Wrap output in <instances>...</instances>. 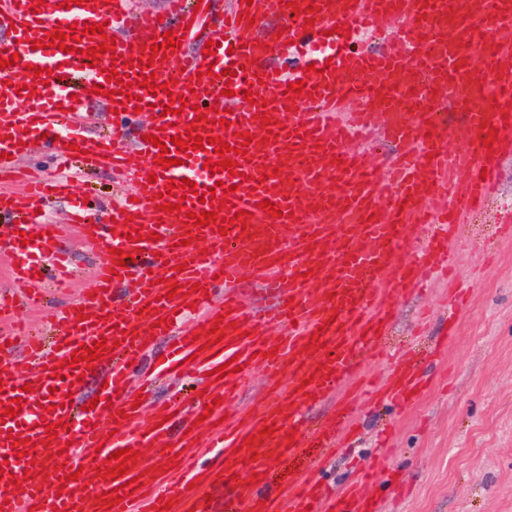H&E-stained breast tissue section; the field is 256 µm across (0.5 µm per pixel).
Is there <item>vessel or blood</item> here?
Returning <instances> with one entry per match:
<instances>
[{
  "label": "vessel or blood",
  "mask_w": 512,
  "mask_h": 512,
  "mask_svg": "<svg viewBox=\"0 0 512 512\" xmlns=\"http://www.w3.org/2000/svg\"><path fill=\"white\" fill-rule=\"evenodd\" d=\"M125 0H83L64 8L60 0H0V25L10 29V43L0 57L14 65L0 70V179L17 177V161L40 143L55 157L69 156L70 145L88 153L91 165L107 169L131 187L132 197L111 219L83 227L84 239L104 260L88 292L62 313L52 344L38 336L25 339V363L14 364L7 336H0V512H381L373 479L382 461L355 473L345 486L330 489L316 471L287 486H270V470L284 457L320 448L336 454L353 428L356 392L353 380L364 358L381 356L390 310L400 293L419 277L450 272L448 244L464 214L476 210L493 189L482 177L494 157L482 141L496 129L497 144L512 140V74L503 75L499 59L512 55L503 32L512 30V0H229L219 14L200 8L199 0H167L161 13L136 16L113 53L89 61L86 51L102 42L87 35L85 24L113 25L124 17ZM256 25H249V18ZM284 22L278 42H266L260 24ZM211 26L218 48L189 42ZM81 32L80 49H32V41L55 31ZM173 32L182 46L153 67H127L142 44ZM367 35L383 38L379 52L364 49ZM289 59L288 70L267 69L268 58ZM120 63L128 95L115 91L105 71ZM237 65L235 76L224 68ZM50 69L46 81L34 68ZM168 84V92L138 86L140 76ZM303 82L305 93L291 97L288 86ZM106 84L114 97L112 129L98 139L76 131L86 88ZM232 96H224V87ZM252 100H244L245 91ZM189 107H182L181 99ZM273 111H266V104ZM462 110L456 128L444 122L447 105ZM152 107L154 118L140 131L143 140L128 147L126 118L137 106ZM218 107L219 123L210 136L230 147H246L236 157L237 174L205 168L212 145L179 151L173 138H187L196 114ZM228 128H221V120ZM380 131L402 150L386 175L377 174L366 152L351 150L352 135ZM253 137L244 144L242 134ZM160 136L177 163L156 165ZM454 150H447L448 140ZM196 182L194 194L174 189L181 213L161 212L156 194L170 180ZM214 191L222 202L218 223L186 224L187 212L209 210L200 193ZM279 204L273 217L263 201ZM248 211L245 224L234 216ZM0 247L11 246L18 263L16 282L37 283V258L52 247L53 225L34 237L29 198L0 192ZM430 227L410 260L397 252L408 222ZM30 241H23L22 233ZM138 233L140 241L129 238ZM158 241H149V233ZM124 268H117V260ZM133 277L136 287L121 302L112 299L116 285ZM272 295L276 306L254 312L257 289ZM223 341L210 343L209 329ZM105 340L98 361L73 362L80 345ZM164 343L160 368L166 375L183 372L200 377L204 396L173 398L151 417L134 409L130 386L134 364L155 343ZM239 359L240 371L217 377L215 368ZM264 365L270 384L255 409L226 415L250 385L255 365ZM104 380L95 408L69 403L74 386L94 373ZM425 383L417 368L394 364L376 400L412 402ZM20 398L19 415L4 410ZM333 399L326 419L311 428L303 422L310 403ZM213 412H206V404ZM126 418H119V411ZM182 424L202 421L208 442L197 432L171 433L164 417ZM64 422L49 437L46 426ZM116 425L102 432L101 422ZM294 439H287V432ZM207 447L216 457L205 465L180 455L183 447ZM88 449L83 470L68 465L49 473L51 456L72 458ZM130 448L126 476L101 477L97 469L113 452ZM171 461L159 490L143 473L148 457ZM125 487L118 504L100 500L103 492ZM230 488L223 508L207 502L218 489Z\"/></svg>",
  "instance_id": "1"
}]
</instances>
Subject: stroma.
<instances>
[{"instance_id": "35a3bbf8", "label": "stroma", "mask_w": 512, "mask_h": 512, "mask_svg": "<svg viewBox=\"0 0 512 512\" xmlns=\"http://www.w3.org/2000/svg\"><path fill=\"white\" fill-rule=\"evenodd\" d=\"M24 167L40 176L65 175L71 198L42 202L46 223L56 225V247L68 250L74 281L49 289L44 307L30 314L47 329L60 307L77 300L90 282L98 254L81 244L68 223L72 198L85 201L92 218L110 217L124 192L105 171L60 166L35 150ZM496 191L466 215L450 246L455 280L424 281L401 294L390 313L385 344L394 359L416 360L430 381L412 406H376L359 398L358 436L331 459L318 449L275 465L271 480L283 486L319 466L324 480L342 484L355 469L386 456L397 484L378 477L374 490L383 512H512V143L494 162ZM467 289L457 315L448 313L449 287Z\"/></svg>"}]
</instances>
